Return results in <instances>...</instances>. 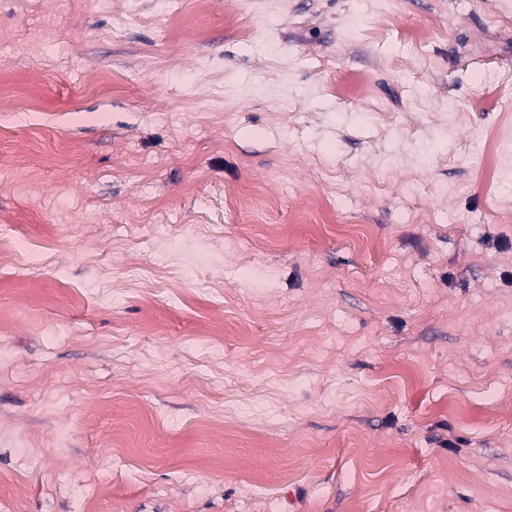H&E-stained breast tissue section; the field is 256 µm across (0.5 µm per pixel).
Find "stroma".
I'll return each instance as SVG.
<instances>
[{
  "instance_id": "1",
  "label": "stroma",
  "mask_w": 512,
  "mask_h": 512,
  "mask_svg": "<svg viewBox=\"0 0 512 512\" xmlns=\"http://www.w3.org/2000/svg\"><path fill=\"white\" fill-rule=\"evenodd\" d=\"M186 2L0 0V512H512V0Z\"/></svg>"
}]
</instances>
